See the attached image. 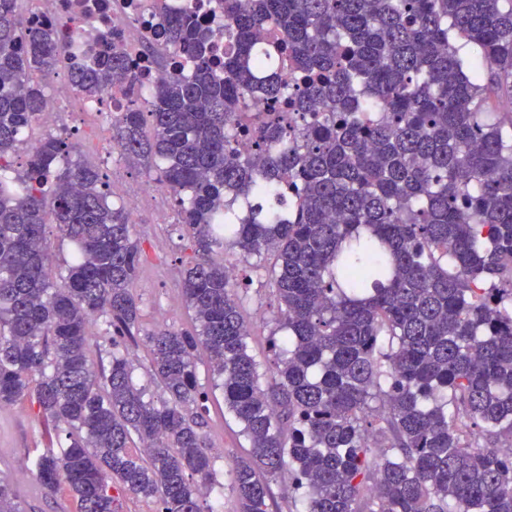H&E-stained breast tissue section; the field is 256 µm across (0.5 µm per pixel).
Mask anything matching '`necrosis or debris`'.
Instances as JSON below:
<instances>
[{"instance_id": "obj_1", "label": "necrosis or debris", "mask_w": 512, "mask_h": 512, "mask_svg": "<svg viewBox=\"0 0 512 512\" xmlns=\"http://www.w3.org/2000/svg\"><path fill=\"white\" fill-rule=\"evenodd\" d=\"M191 3L212 24H223L221 0H34L33 8L25 15L27 24L57 25L72 53L114 42L124 49L136 75L134 82L125 88L84 100L79 99L67 78L57 79L47 96L42 114L44 123H52L62 104L77 100L81 101L83 111L94 113L114 111L116 102L127 99L148 100L156 84L172 71V52L157 35L161 15L185 11ZM246 102L242 114L245 132L237 148L242 154L250 155L255 151L253 133L272 104L258 86L247 92Z\"/></svg>"}]
</instances>
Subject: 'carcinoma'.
<instances>
[{"label":"carcinoma","instance_id":"cac0c4a2","mask_svg":"<svg viewBox=\"0 0 512 512\" xmlns=\"http://www.w3.org/2000/svg\"><path fill=\"white\" fill-rule=\"evenodd\" d=\"M223 2L224 62L205 21L174 14L163 34L188 75L110 116L113 145L175 195L193 242L192 330L143 334L156 400L117 350L140 333L127 207L60 134L14 168L46 104L33 73L66 69L97 97L129 81L128 64L113 44L74 61L56 25L28 27L0 0V407L28 397L65 433L36 460L40 483H66L77 512H118L117 486L163 512H214L201 507L216 485L195 411L202 346L249 448L231 464L239 512H269L285 472L304 512H512V456L496 446L512 442V132L485 108L494 90L512 110V0ZM267 26L265 52L295 58L302 87L294 99L273 76L266 96L310 119L273 151L271 113L244 156L234 135ZM459 38L480 58L464 61ZM49 222L76 245L63 274ZM229 249L276 258L271 372L249 353ZM93 340L108 357L98 372ZM475 429L484 443L467 440ZM0 512H23L3 479Z\"/></svg>","mask_w":512,"mask_h":512}]
</instances>
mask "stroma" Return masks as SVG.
Instances as JSON below:
<instances>
[{
    "mask_svg": "<svg viewBox=\"0 0 512 512\" xmlns=\"http://www.w3.org/2000/svg\"><path fill=\"white\" fill-rule=\"evenodd\" d=\"M60 123L84 160L101 172L105 189L112 202L121 204L138 200L133 218L135 236L145 253L134 294L140 306V327L150 330L164 325L176 331L193 327L192 314L183 295L180 271L192 254V241L180 222L174 195L154 176L131 162L120 151L104 156L97 146L96 131L81 112H65ZM153 193H146V186ZM167 209L170 221L158 223L157 213ZM272 256H263L261 269L253 273L252 283L243 300V315L250 326L248 346L254 358L271 365L273 353L269 334L274 326L278 303L269 285ZM201 413L204 431L215 460L219 481L225 485L221 501L223 512H238V502L231 486L230 465L246 457L248 450L239 425L224 411L222 394H210ZM65 440L44 420L37 405L29 399L0 407V478L8 481L13 495L24 512H76V504L67 486L47 492L34 471L39 455L59 448Z\"/></svg>",
    "mask_w": 512,
    "mask_h": 512,
    "instance_id": "1",
    "label": "stroma"
}]
</instances>
